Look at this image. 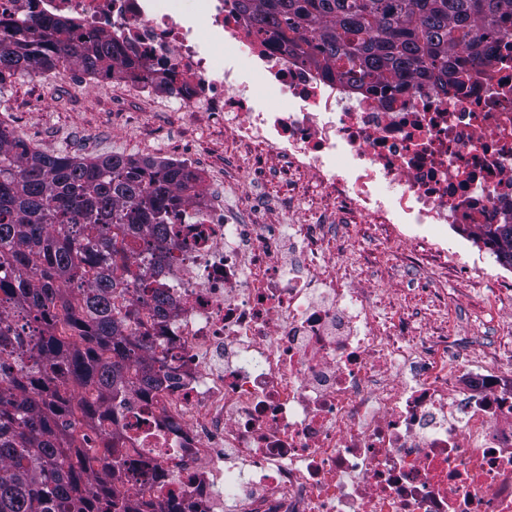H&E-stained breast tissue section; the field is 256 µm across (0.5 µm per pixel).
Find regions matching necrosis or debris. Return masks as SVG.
I'll list each match as a JSON object with an SVG mask.
<instances>
[{
  "label": "necrosis or debris",
  "instance_id": "obj_1",
  "mask_svg": "<svg viewBox=\"0 0 512 512\" xmlns=\"http://www.w3.org/2000/svg\"><path fill=\"white\" fill-rule=\"evenodd\" d=\"M61 19L117 39L114 70L144 100L185 105L260 162L305 177L396 246L414 224L512 223V39L440 93L396 75L352 90L257 34L239 0H0V30ZM230 44L252 68L217 67ZM285 108L258 104L250 79ZM186 191L164 247L109 270L122 332L157 389L104 404L117 486L181 512H512V368L447 329L385 333L372 288L337 262L332 221L287 233L248 182ZM227 184V185H228ZM164 291L156 309L141 289Z\"/></svg>",
  "mask_w": 512,
  "mask_h": 512
}]
</instances>
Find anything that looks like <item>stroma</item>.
<instances>
[{
	"mask_svg": "<svg viewBox=\"0 0 512 512\" xmlns=\"http://www.w3.org/2000/svg\"><path fill=\"white\" fill-rule=\"evenodd\" d=\"M0 120L49 155L179 160L192 156L220 181L226 172H249L242 152L223 133L200 127L187 108L158 111L134 95L93 83L70 66L37 70L0 89ZM256 211L275 224H319L324 201L313 184L269 175L254 188ZM336 222L350 238L336 259L354 270V285L379 292L381 326L401 331L447 325L449 334L468 335L482 345L512 347V269L501 266L482 244L462 238L450 225L438 227L461 260L432 257L427 230L405 246L390 245L374 225L337 208Z\"/></svg>",
	"mask_w": 512,
	"mask_h": 512,
	"instance_id": "35a3bbf8",
	"label": "stroma"
}]
</instances>
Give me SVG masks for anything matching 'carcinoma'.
Here are the masks:
<instances>
[{
  "label": "carcinoma",
  "mask_w": 512,
  "mask_h": 512,
  "mask_svg": "<svg viewBox=\"0 0 512 512\" xmlns=\"http://www.w3.org/2000/svg\"><path fill=\"white\" fill-rule=\"evenodd\" d=\"M257 33L296 56L336 68L360 90L404 71L443 91L485 45L512 29V0H240ZM37 23L0 31V86L17 73L75 63L89 76L113 69L115 43L73 33L34 37ZM195 173L175 161L88 160L47 155L0 122V269L20 272L0 300V512H143L144 501L112 488L113 468L88 459L87 419L125 384L147 347L122 333L112 307L115 281L95 273L123 237L150 225L167 238V212ZM512 267V224L471 233ZM94 281L85 306L67 286ZM91 387L96 398L76 417L64 387Z\"/></svg>",
  "instance_id": "cac0c4a2"
}]
</instances>
